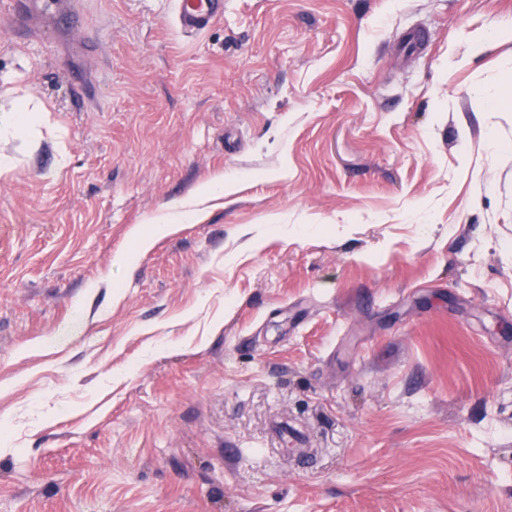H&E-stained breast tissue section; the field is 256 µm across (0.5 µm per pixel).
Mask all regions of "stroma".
Returning <instances> with one entry per match:
<instances>
[{"label":"stroma","mask_w":512,"mask_h":512,"mask_svg":"<svg viewBox=\"0 0 512 512\" xmlns=\"http://www.w3.org/2000/svg\"><path fill=\"white\" fill-rule=\"evenodd\" d=\"M81 6L0 14V512H512V0ZM224 14L223 0H177L176 19L183 33H198ZM44 120V114L31 108L25 98L16 97L12 110L3 112V115L0 113V135L2 133L15 137L35 135ZM201 212L202 210L188 209L183 202H175L168 206L163 213L149 222L150 232L138 238L136 252L147 250L155 237L169 233L174 224L182 223L189 218H198Z\"/></svg>","instance_id":"35a3bbf8"}]
</instances>
